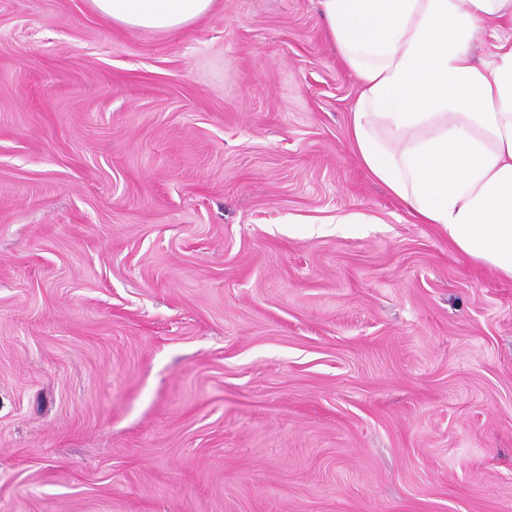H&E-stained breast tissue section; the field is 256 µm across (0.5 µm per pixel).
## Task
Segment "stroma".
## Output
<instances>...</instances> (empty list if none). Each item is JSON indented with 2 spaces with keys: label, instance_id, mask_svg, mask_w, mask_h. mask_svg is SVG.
<instances>
[{
  "label": "stroma",
  "instance_id": "stroma-1",
  "mask_svg": "<svg viewBox=\"0 0 512 512\" xmlns=\"http://www.w3.org/2000/svg\"><path fill=\"white\" fill-rule=\"evenodd\" d=\"M359 93L317 0H0V512H512V280ZM95 11L124 27L178 32L206 16L214 0H90Z\"/></svg>",
  "mask_w": 512,
  "mask_h": 512
}]
</instances>
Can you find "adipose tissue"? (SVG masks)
I'll use <instances>...</instances> for the list:
<instances>
[{
    "label": "adipose tissue",
    "instance_id": "ef3b65f1",
    "mask_svg": "<svg viewBox=\"0 0 512 512\" xmlns=\"http://www.w3.org/2000/svg\"><path fill=\"white\" fill-rule=\"evenodd\" d=\"M137 29L174 33L214 0H91ZM358 77L362 165L462 255L512 279V0H319ZM493 59L476 64L479 32Z\"/></svg>",
    "mask_w": 512,
    "mask_h": 512
}]
</instances>
